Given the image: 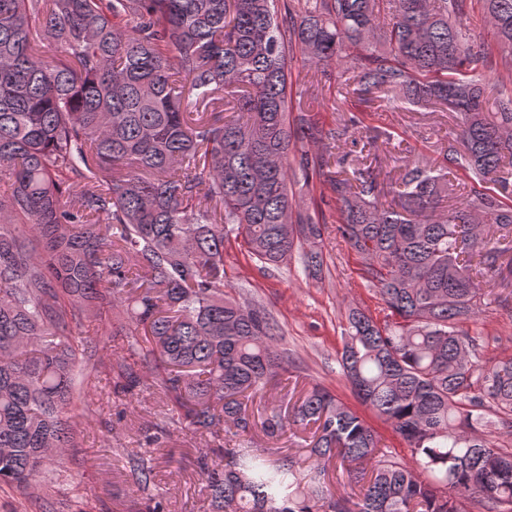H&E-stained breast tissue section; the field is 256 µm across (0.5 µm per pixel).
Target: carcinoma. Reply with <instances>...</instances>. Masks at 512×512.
Wrapping results in <instances>:
<instances>
[{
    "mask_svg": "<svg viewBox=\"0 0 512 512\" xmlns=\"http://www.w3.org/2000/svg\"><path fill=\"white\" fill-rule=\"evenodd\" d=\"M463 2L0 0V483L54 488L84 438L67 416L77 366L131 393L154 361L168 411L204 438L209 512H512V357H485L463 329L485 288L512 276V95L484 111L476 68L491 48L463 34ZM484 4L512 56V0ZM296 55L313 69L304 94L332 81L375 112L389 94L448 105L455 143L387 187L333 169L326 141L365 130L376 149L393 135L355 113L326 131L309 108L291 128ZM455 167L472 182L448 207ZM312 171L385 311H349L341 375L407 458L320 384L290 407L267 400L288 372L279 327L224 291L231 235L266 268L297 253L320 270L322 227L291 190ZM87 321L125 337L123 352L106 362L68 330ZM309 425L304 479L267 448L224 447L226 431L252 444ZM127 464L150 491L151 459Z\"/></svg>",
    "mask_w": 512,
    "mask_h": 512,
    "instance_id": "obj_1",
    "label": "carcinoma"
}]
</instances>
